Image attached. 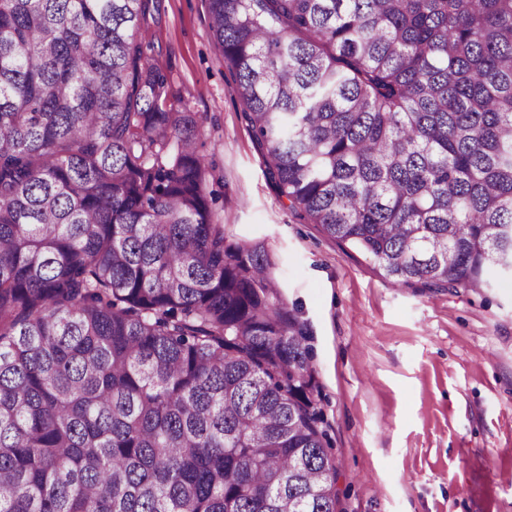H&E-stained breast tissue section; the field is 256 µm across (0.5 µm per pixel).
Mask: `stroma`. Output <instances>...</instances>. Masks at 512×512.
<instances>
[{
	"instance_id": "obj_1",
	"label": "stroma",
	"mask_w": 512,
	"mask_h": 512,
	"mask_svg": "<svg viewBox=\"0 0 512 512\" xmlns=\"http://www.w3.org/2000/svg\"><path fill=\"white\" fill-rule=\"evenodd\" d=\"M143 37L203 122L225 237L264 245L307 328L337 512H512V278L391 287L268 183L204 0H158Z\"/></svg>"
}]
</instances>
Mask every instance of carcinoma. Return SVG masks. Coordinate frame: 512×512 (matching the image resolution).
I'll use <instances>...</instances> for the list:
<instances>
[{"label": "carcinoma", "mask_w": 512, "mask_h": 512, "mask_svg": "<svg viewBox=\"0 0 512 512\" xmlns=\"http://www.w3.org/2000/svg\"><path fill=\"white\" fill-rule=\"evenodd\" d=\"M205 2L292 210L395 288L512 275V0ZM149 15L0 0V512H336L306 327Z\"/></svg>", "instance_id": "obj_1"}]
</instances>
